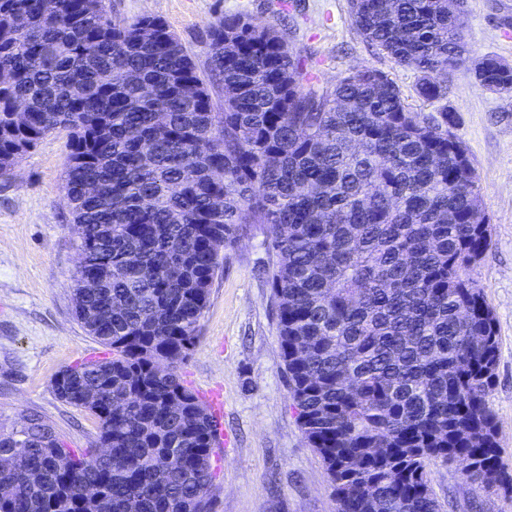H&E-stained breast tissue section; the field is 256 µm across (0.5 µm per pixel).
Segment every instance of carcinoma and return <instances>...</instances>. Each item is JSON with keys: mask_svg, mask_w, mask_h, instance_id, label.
Masks as SVG:
<instances>
[{"mask_svg": "<svg viewBox=\"0 0 512 512\" xmlns=\"http://www.w3.org/2000/svg\"><path fill=\"white\" fill-rule=\"evenodd\" d=\"M102 2L0 0V71L12 74L0 84V176L68 131L74 311L112 351L52 381L71 406L94 393L96 447H66L34 414L0 432V456L19 457L0 466V512H210L219 422L178 368L224 249L251 226L267 231L289 392L336 512H440L431 458L471 485L512 488L487 403L496 318L467 276L492 226L448 108L414 109L372 67L321 85L274 27L226 15L207 43L217 112L165 21L117 24ZM348 4L362 42L416 74L418 97L447 98L435 75L468 61L448 0ZM484 62L476 84L511 93L512 67ZM129 71L158 97L142 98Z\"/></svg>", "mask_w": 512, "mask_h": 512, "instance_id": "1", "label": "carcinoma"}]
</instances>
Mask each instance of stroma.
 Listing matches in <instances>:
<instances>
[{"mask_svg": "<svg viewBox=\"0 0 512 512\" xmlns=\"http://www.w3.org/2000/svg\"><path fill=\"white\" fill-rule=\"evenodd\" d=\"M113 20L161 17L209 73L207 30L227 14L274 26L309 59L321 83L352 66L390 73L407 103L422 112L447 106L452 131L466 145L492 224V247L468 275L497 319L496 382L487 401L499 428L502 463L512 473V94L478 88L471 64L493 55L512 65V0H464L463 37L471 62L448 80L445 103L415 92L413 71L374 55L356 34L347 0H105ZM66 132L47 136L0 177V431L21 411L36 412L66 446L94 447L98 429L84 408L54 392L67 366L106 357L76 320L71 288L78 233L63 189ZM266 231L254 227L225 249L199 341L179 367L198 395L217 390L222 431L232 438L211 492V512H336L325 467L305 439L280 358L267 282ZM440 512H512V488L466 483L456 465L426 466Z\"/></svg>", "mask_w": 512, "mask_h": 512, "instance_id": "obj_1", "label": "stroma"}]
</instances>
